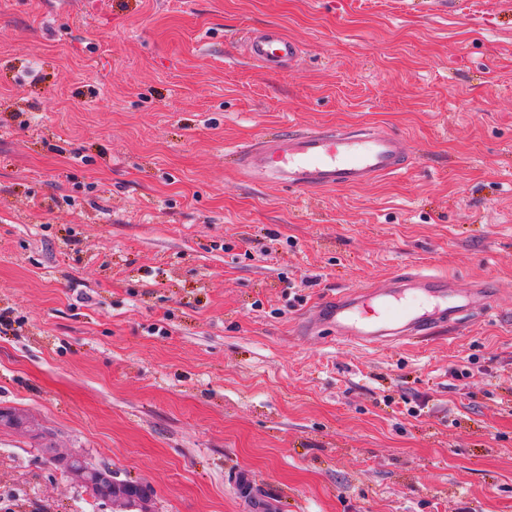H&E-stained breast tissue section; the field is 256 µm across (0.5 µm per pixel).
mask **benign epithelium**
<instances>
[{"mask_svg":"<svg viewBox=\"0 0 512 512\" xmlns=\"http://www.w3.org/2000/svg\"><path fill=\"white\" fill-rule=\"evenodd\" d=\"M46 456L61 465L76 484L97 489L122 512H155L150 485L122 480L110 469H93L86 465V456L77 450L61 455L57 449L49 447Z\"/></svg>","mask_w":512,"mask_h":512,"instance_id":"7a95c632","label":"benign epithelium"}]
</instances>
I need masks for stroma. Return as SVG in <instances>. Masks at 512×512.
I'll list each match as a JSON object with an SVG mask.
<instances>
[{"mask_svg": "<svg viewBox=\"0 0 512 512\" xmlns=\"http://www.w3.org/2000/svg\"><path fill=\"white\" fill-rule=\"evenodd\" d=\"M278 26L272 72L243 52ZM376 127L414 160L256 185L262 133ZM492 311L396 344L316 323L398 271ZM0 512H512V10L461 0H0ZM244 49L250 58L269 70L292 65L302 53L300 43L273 25L250 31ZM45 450L46 456L61 465L76 484L97 489L111 505L124 509L122 512H155L150 485L119 479L110 469H92L86 465L87 457L80 451L60 455L57 448L49 446Z\"/></svg>", "mask_w": 512, "mask_h": 512, "instance_id": "35a3bbf8", "label": "stroma"}]
</instances>
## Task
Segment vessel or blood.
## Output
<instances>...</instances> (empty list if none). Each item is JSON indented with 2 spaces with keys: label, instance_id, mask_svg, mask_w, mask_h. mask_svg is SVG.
Segmentation results:
<instances>
[{
  "label": "vessel or blood",
  "instance_id": "vessel-or-blood-1",
  "mask_svg": "<svg viewBox=\"0 0 512 512\" xmlns=\"http://www.w3.org/2000/svg\"><path fill=\"white\" fill-rule=\"evenodd\" d=\"M244 49L270 70L292 65L302 52L300 43L273 25L250 31ZM230 155L235 169L253 182L305 190L354 187L400 173L408 168L412 150L395 134L345 127L264 134ZM493 293L487 282L460 291L446 278L411 273L393 278L386 288L341 292L319 309L318 317L342 341H405L460 322L475 305L490 306Z\"/></svg>",
  "mask_w": 512,
  "mask_h": 512
}]
</instances>
